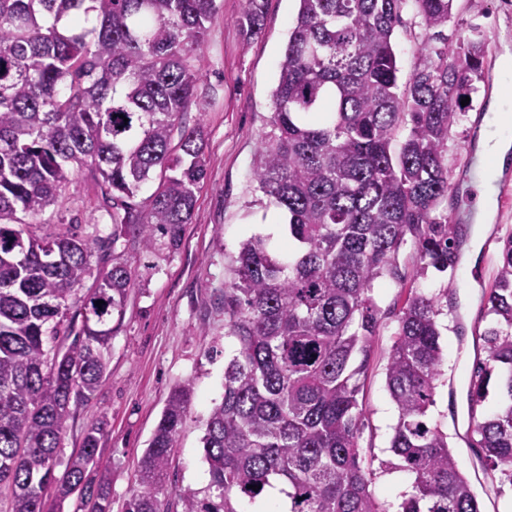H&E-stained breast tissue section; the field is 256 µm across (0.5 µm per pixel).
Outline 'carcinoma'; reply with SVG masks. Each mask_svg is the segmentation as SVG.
Masks as SVG:
<instances>
[{
	"label": "carcinoma",
	"mask_w": 512,
	"mask_h": 512,
	"mask_svg": "<svg viewBox=\"0 0 512 512\" xmlns=\"http://www.w3.org/2000/svg\"><path fill=\"white\" fill-rule=\"evenodd\" d=\"M266 2L243 0L247 36L261 32ZM453 2L299 0L272 92L271 132L252 171L265 206L285 218L288 254L260 234L240 245L224 289L227 336L237 349L202 437L209 483L201 498L180 495L182 512H238L235 499L254 500L276 483L289 512H384L358 442L360 380L380 326L374 290L402 280L398 259L408 244L423 272L457 267L468 225L437 212L448 196L443 152L484 56L480 38L451 52L426 42L423 66L402 88L392 36L410 7L429 39L445 40ZM216 13V0H0L7 512H43L49 487L63 501L78 492L93 512H111L106 484L87 478L99 466L106 423L88 427L59 476L58 455L71 407L104 380L112 319L124 316L134 285V269L117 252L123 226L139 225L148 249L158 233L178 243L192 220L203 139L181 117L196 94V62ZM62 20L71 26L58 27ZM73 167L99 188L112 233L82 235L62 224L52 236L33 235L27 219L75 184ZM156 172L143 211L136 198ZM99 251L112 252V266L95 273ZM446 300V289L411 287L396 314L386 364L398 409L390 451L412 478L400 512H481L448 435L427 423L443 375L438 317ZM487 306L496 321L483 335L487 358L470 379L469 427L486 465L512 485V236ZM493 376L502 398L492 414L479 415ZM191 395L188 383L170 390L124 512H168L159 494Z\"/></svg>",
	"instance_id": "carcinoma-1"
}]
</instances>
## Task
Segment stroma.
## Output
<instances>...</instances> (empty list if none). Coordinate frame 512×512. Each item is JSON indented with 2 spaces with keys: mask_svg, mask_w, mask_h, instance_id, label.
Returning <instances> with one entry per match:
<instances>
[{
  "mask_svg": "<svg viewBox=\"0 0 512 512\" xmlns=\"http://www.w3.org/2000/svg\"><path fill=\"white\" fill-rule=\"evenodd\" d=\"M217 5L199 63L198 99L182 117L184 127L202 129L205 143L206 176L196 190L192 220L184 225L178 246L160 236L148 250L136 227H126L117 248L135 271V285L125 317L112 334L105 381L88 401L72 409L60 453L61 460H68L81 447L86 429L107 418L99 447L102 466L90 477L107 478L112 512H123L137 488L141 459L169 390L184 382L192 384L193 395L163 498L169 512H181V493L205 491L208 473L201 437L214 402L224 392L226 355L235 348L224 327V290L234 277L241 242L265 231L268 210L251 172L261 138L270 130L271 94L299 3L267 0L263 29L251 38L238 22L242 0H217ZM476 30L486 42L484 71L475 82L471 107L462 112L448 136L445 208L450 223L478 226L482 233L477 243L464 246L459 265L448 273L431 270L419 275L411 248H404L399 258L402 284L375 290L380 328L361 393L365 421L359 443L371 459L372 494L387 512H396L411 484L407 472L390 466L397 409L385 375L395 314L411 286L427 293L448 291V307L439 317L445 374L428 421L447 432L449 446L472 481L483 512H512V485L501 482L497 472L483 465L480 449L469 445L468 401L474 360L482 347L480 336L492 323L483 297L494 282L502 241L512 234V162L498 177L505 192L495 199L494 216L486 227L472 202L476 183L471 168L472 158L479 155L480 125L494 114L499 62L512 55V0H456L445 29L449 45H457ZM426 39L420 17L405 10L393 37L401 81H408L421 66L419 49ZM61 224L74 225L82 234L97 229L105 235L112 230L94 186L84 176H77L75 185L36 218L32 229L47 236Z\"/></svg>",
  "mask_w": 512,
  "mask_h": 512,
  "instance_id": "35a3bbf8",
  "label": "stroma"
}]
</instances>
